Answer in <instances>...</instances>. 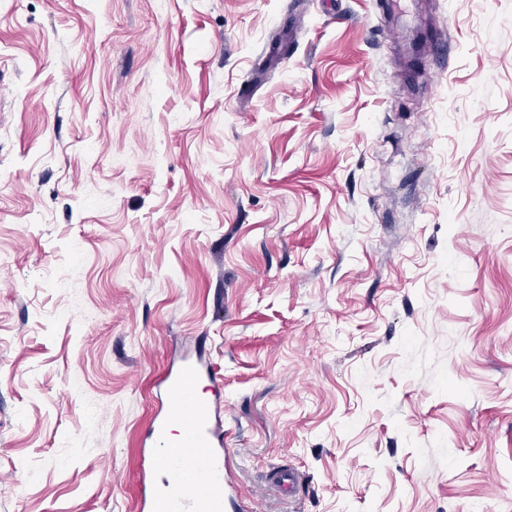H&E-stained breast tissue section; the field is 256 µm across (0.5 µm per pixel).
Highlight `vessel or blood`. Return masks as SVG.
<instances>
[{
	"label": "vessel or blood",
	"mask_w": 512,
	"mask_h": 512,
	"mask_svg": "<svg viewBox=\"0 0 512 512\" xmlns=\"http://www.w3.org/2000/svg\"><path fill=\"white\" fill-rule=\"evenodd\" d=\"M160 384L164 401L144 437L138 512H224V436L213 423L223 386L193 359L172 366Z\"/></svg>",
	"instance_id": "1"
}]
</instances>
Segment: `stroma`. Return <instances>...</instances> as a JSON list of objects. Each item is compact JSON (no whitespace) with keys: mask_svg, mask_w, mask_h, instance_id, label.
<instances>
[{"mask_svg":"<svg viewBox=\"0 0 512 512\" xmlns=\"http://www.w3.org/2000/svg\"><path fill=\"white\" fill-rule=\"evenodd\" d=\"M198 342L253 512H512V0H0V512Z\"/></svg>","mask_w":512,"mask_h":512,"instance_id":"obj_1","label":"stroma"}]
</instances>
